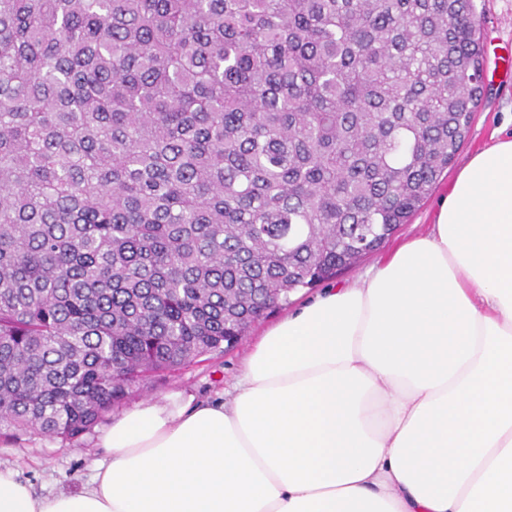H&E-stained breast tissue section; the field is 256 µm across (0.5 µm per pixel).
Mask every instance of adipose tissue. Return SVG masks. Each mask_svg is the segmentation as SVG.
<instances>
[{
  "label": "adipose tissue",
  "mask_w": 512,
  "mask_h": 512,
  "mask_svg": "<svg viewBox=\"0 0 512 512\" xmlns=\"http://www.w3.org/2000/svg\"><path fill=\"white\" fill-rule=\"evenodd\" d=\"M87 486L0 512H512V138L426 235L268 329L217 401L135 403Z\"/></svg>",
  "instance_id": "ef3b65f1"
}]
</instances>
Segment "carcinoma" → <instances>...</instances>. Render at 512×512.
Listing matches in <instances>:
<instances>
[{"label":"carcinoma","mask_w":512,"mask_h":512,"mask_svg":"<svg viewBox=\"0 0 512 512\" xmlns=\"http://www.w3.org/2000/svg\"><path fill=\"white\" fill-rule=\"evenodd\" d=\"M473 0H0V435L72 445L406 223Z\"/></svg>","instance_id":"1"}]
</instances>
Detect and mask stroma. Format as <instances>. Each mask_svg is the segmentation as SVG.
<instances>
[{"label": "stroma", "instance_id": "stroma-1", "mask_svg": "<svg viewBox=\"0 0 512 512\" xmlns=\"http://www.w3.org/2000/svg\"><path fill=\"white\" fill-rule=\"evenodd\" d=\"M473 4L484 49L485 79L484 93L465 142L409 222L400 225L378 250L366 255L337 277L336 285L353 284L367 268L383 263L404 242L427 233L441 200L449 194L459 171L469 158L496 138L512 135V77H504L503 73L493 70L495 55L512 51V0H473ZM317 294L314 288L296 291L287 305L268 310L264 317L254 322L246 336L233 347L152 378L146 388L133 392L129 402L163 401L177 395H192L199 401H214L223 397L225 389L230 388L240 375L246 357L262 334L292 310L313 300ZM98 435V430H91L71 447L38 436H0V466L15 467L21 478L32 483L40 492L78 489L89 481L94 460L105 455L104 449L97 446Z\"/></svg>", "mask_w": 512, "mask_h": 512}]
</instances>
